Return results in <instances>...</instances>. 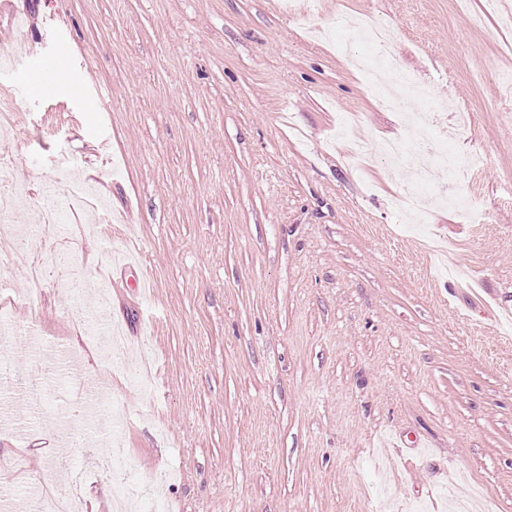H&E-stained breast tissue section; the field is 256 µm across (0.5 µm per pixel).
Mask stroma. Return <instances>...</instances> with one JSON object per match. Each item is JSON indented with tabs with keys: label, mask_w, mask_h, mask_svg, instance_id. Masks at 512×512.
<instances>
[{
	"label": "stroma",
	"mask_w": 512,
	"mask_h": 512,
	"mask_svg": "<svg viewBox=\"0 0 512 512\" xmlns=\"http://www.w3.org/2000/svg\"><path fill=\"white\" fill-rule=\"evenodd\" d=\"M31 14L20 75L0 76L16 107L0 161L34 196L17 222L75 230L65 211L71 158L113 221L78 250L84 288L0 267V303L17 327L0 336V468L16 497L55 468L57 429L93 444L73 454L89 505L110 512L108 431L72 416L77 387L108 381L124 413L122 464L134 492L162 491L171 512H512V29L485 0H13ZM393 29L391 54L450 108L433 124L421 101L393 109L348 55L312 41L345 15ZM470 124L448 153L481 155L449 178L431 169L432 221L397 202L409 178L349 165L333 134L382 143L438 140L454 107ZM475 219L439 203L444 183ZM151 292L109 293L127 339L109 371L76 337V297L112 274L127 242ZM151 364V396L124 376ZM47 398L22 408L17 381ZM423 441L396 448L395 435Z\"/></svg>",
	"instance_id": "1"
}]
</instances>
